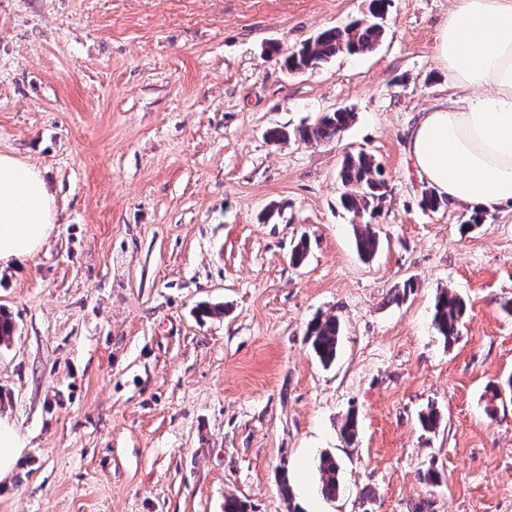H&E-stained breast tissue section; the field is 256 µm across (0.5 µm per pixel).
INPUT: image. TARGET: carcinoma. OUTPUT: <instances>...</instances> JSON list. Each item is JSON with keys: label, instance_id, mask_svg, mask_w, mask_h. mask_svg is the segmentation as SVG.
Instances as JSON below:
<instances>
[{"label": "carcinoma", "instance_id": "cac0c4a2", "mask_svg": "<svg viewBox=\"0 0 512 512\" xmlns=\"http://www.w3.org/2000/svg\"><path fill=\"white\" fill-rule=\"evenodd\" d=\"M388 0H369L368 14L345 27H334L321 32L313 41L291 54L286 61L291 71H301L308 64L320 65L340 53L362 55L373 52L385 34L383 24ZM354 113L336 110L322 115L314 124L292 130L275 128L268 136L274 142L291 138L307 143L330 142L340 135L353 121ZM343 187L340 197L342 207L359 217L375 214L386 196V184L381 179L379 163L366 154L349 155L339 173ZM420 206L435 212L445 206V201L429 188L422 192ZM378 238L373 228L365 224L359 228L356 237L358 252L365 258H372L378 249ZM465 313V304L460 297L446 290L436 299L433 325L438 334L451 344L458 337L459 326ZM311 348L325 365L336 359L339 340V323L336 318L318 319L308 328ZM318 468L322 476L321 492L329 499L340 492L338 479L339 465L336 459L326 453L319 458Z\"/></svg>", "mask_w": 512, "mask_h": 512}]
</instances>
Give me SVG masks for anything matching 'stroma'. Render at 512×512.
I'll use <instances>...</instances> for the list:
<instances>
[{
	"mask_svg": "<svg viewBox=\"0 0 512 512\" xmlns=\"http://www.w3.org/2000/svg\"><path fill=\"white\" fill-rule=\"evenodd\" d=\"M451 7L390 0L374 52L291 72L367 0H0V153L57 210L0 270V420L25 442L0 512H512V399L492 398L512 376V211L471 228L469 210H422L407 153L454 92L436 59ZM339 108L354 119L333 141L268 137ZM359 152L387 184L370 259L339 205ZM444 289L467 305L450 345ZM329 316L326 367L306 333ZM318 468L322 476L321 492L323 496L329 499L336 498L340 492L339 465L336 459L328 453L323 454L319 458Z\"/></svg>",
	"mask_w": 512,
	"mask_h": 512,
	"instance_id": "35a3bbf8",
	"label": "stroma"
}]
</instances>
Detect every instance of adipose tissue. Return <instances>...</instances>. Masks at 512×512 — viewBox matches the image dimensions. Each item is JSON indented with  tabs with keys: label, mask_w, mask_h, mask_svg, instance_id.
<instances>
[{
	"label": "adipose tissue",
	"mask_w": 512,
	"mask_h": 512,
	"mask_svg": "<svg viewBox=\"0 0 512 512\" xmlns=\"http://www.w3.org/2000/svg\"><path fill=\"white\" fill-rule=\"evenodd\" d=\"M437 59L462 94L420 116L408 155L449 204L512 210V0H454ZM55 222L40 172L0 154V267L31 258Z\"/></svg>",
	"instance_id": "ef3b65f1"
}]
</instances>
